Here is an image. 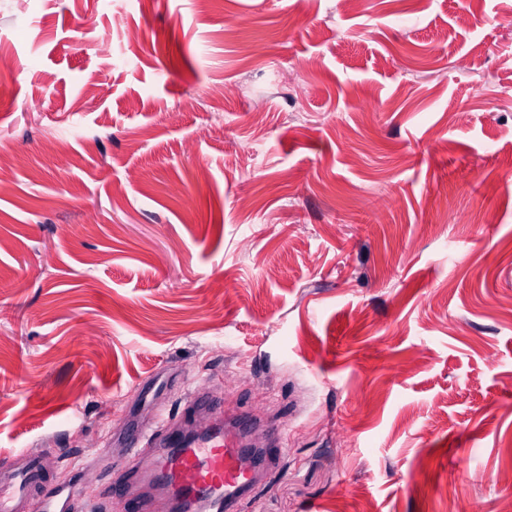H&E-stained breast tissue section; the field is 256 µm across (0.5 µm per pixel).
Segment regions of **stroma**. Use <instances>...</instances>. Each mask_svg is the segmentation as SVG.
<instances>
[{
    "mask_svg": "<svg viewBox=\"0 0 512 512\" xmlns=\"http://www.w3.org/2000/svg\"><path fill=\"white\" fill-rule=\"evenodd\" d=\"M0 152V459L124 512L205 393L242 512H500L512 0H0Z\"/></svg>",
    "mask_w": 512,
    "mask_h": 512,
    "instance_id": "35a3bbf8",
    "label": "stroma"
}]
</instances>
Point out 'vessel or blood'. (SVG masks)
Masks as SVG:
<instances>
[{
  "label": "vessel or blood",
  "mask_w": 512,
  "mask_h": 512,
  "mask_svg": "<svg viewBox=\"0 0 512 512\" xmlns=\"http://www.w3.org/2000/svg\"><path fill=\"white\" fill-rule=\"evenodd\" d=\"M171 415L138 430L142 444L112 476L113 498L127 512H240L255 475L275 467L282 451L266 448L253 460L240 424L218 425L203 439L184 442ZM79 491L53 486L40 466V451L22 448L0 466V512H73Z\"/></svg>",
  "instance_id": "vessel-or-blood-1"
}]
</instances>
